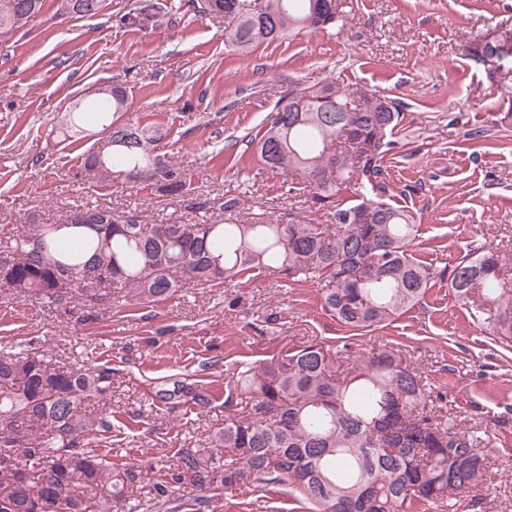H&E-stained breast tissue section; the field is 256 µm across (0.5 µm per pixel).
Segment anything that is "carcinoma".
Listing matches in <instances>:
<instances>
[{
    "label": "carcinoma",
    "instance_id": "obj_1",
    "mask_svg": "<svg viewBox=\"0 0 512 512\" xmlns=\"http://www.w3.org/2000/svg\"><path fill=\"white\" fill-rule=\"evenodd\" d=\"M43 0H0V42L38 15ZM75 18L93 17L106 0H73ZM206 11L230 18L224 42L247 54L293 31H323L340 18L337 0H205ZM154 0H137L125 20L154 24ZM489 78L504 90V117L512 119V50ZM288 90L275 105L254 156L260 168L288 176V192H306L328 213L329 224H149L141 211L87 208L85 249L64 251L56 224H29L0 235V287L36 297L49 307H112L115 290L141 301L174 295L186 284L201 288L272 271L290 285L324 284L323 308L352 336L371 332L419 304L432 283L448 280L471 318L503 343H512V290L504 287L499 254L491 243L474 245L438 270L413 251L416 213L393 202L386 183L401 119L399 101L361 91L365 108L338 112L349 93L335 81L304 98ZM128 93L121 86L78 103L61 120L62 141L84 132L90 114L108 119V144L88 150L89 179L150 172L146 184L161 196L184 197L192 175L159 154L168 131L156 123H129ZM336 352L324 342L280 351L258 366L235 368L224 385L220 454L203 463L182 448L178 463L200 491L290 485L317 512H408L415 501L435 512H454L459 497L483 485L481 436L456 419L436 414L426 377L402 350L384 345L367 356ZM112 368L49 367L41 351H0V449H15L16 466L0 464V512H125V489L142 477L112 465L109 453L85 439L112 432ZM157 397L173 411L201 408L210 389L175 379Z\"/></svg>",
    "mask_w": 512,
    "mask_h": 512
}]
</instances>
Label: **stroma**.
<instances>
[{"label":"stroma","instance_id":"35a3bbf8","mask_svg":"<svg viewBox=\"0 0 512 512\" xmlns=\"http://www.w3.org/2000/svg\"><path fill=\"white\" fill-rule=\"evenodd\" d=\"M167 13L140 29L122 24L135 0H110L91 18L66 13L63 0L0 43V232L29 224H66L86 207L141 210L152 224H231L257 214L299 212L326 223L323 212L287 194L284 176L256 168L250 141L283 92L334 78L352 91L366 86L396 98V128L387 181L406 192L417 213V253L435 268L472 245H497L512 289V126H495L502 93L467 46L488 31L512 27V0H339L343 29L299 32L247 56L224 45L227 19L159 0ZM126 87L131 119L166 125L161 150L194 176L186 197H160L119 177L88 181L87 137L60 141L59 118L101 84ZM487 134L474 150L471 132ZM238 198L233 211L220 199ZM344 327L322 307L317 283L286 286L268 272L173 297L88 314L50 308L0 288V349L36 347L51 363L112 369L110 437L92 436L113 463L145 469L131 489L148 512L153 483H165L180 512L196 491L178 477L176 453L200 448L224 427V379L238 365H257L285 348L317 339L339 345ZM385 342L402 346L428 374L444 413L478 429L492 476L459 512H512V349L491 340L447 283L389 326L358 337L353 350ZM215 386L208 408L168 410L156 392L171 378ZM208 512H314L284 483L263 491L226 490Z\"/></svg>","mask_w":512,"mask_h":512}]
</instances>
